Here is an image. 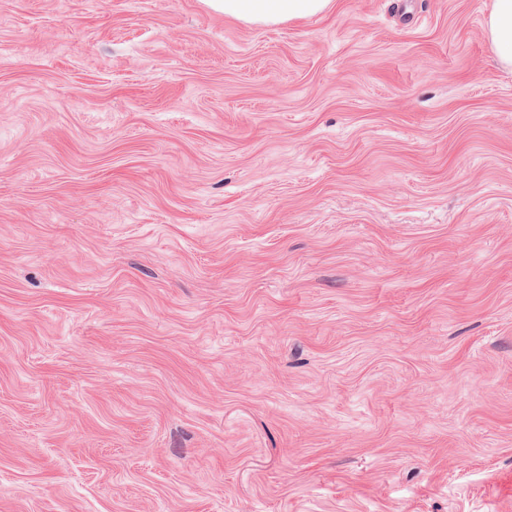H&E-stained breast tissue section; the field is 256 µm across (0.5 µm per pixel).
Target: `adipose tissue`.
<instances>
[{
	"instance_id": "ef3b65f1",
	"label": "adipose tissue",
	"mask_w": 512,
	"mask_h": 512,
	"mask_svg": "<svg viewBox=\"0 0 512 512\" xmlns=\"http://www.w3.org/2000/svg\"><path fill=\"white\" fill-rule=\"evenodd\" d=\"M209 3L227 17L273 26L325 15L332 10L335 0H209ZM485 31L497 62L512 68V0H493L485 18Z\"/></svg>"
}]
</instances>
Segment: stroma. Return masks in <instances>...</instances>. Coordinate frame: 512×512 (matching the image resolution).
<instances>
[{
    "label": "stroma",
    "mask_w": 512,
    "mask_h": 512,
    "mask_svg": "<svg viewBox=\"0 0 512 512\" xmlns=\"http://www.w3.org/2000/svg\"><path fill=\"white\" fill-rule=\"evenodd\" d=\"M491 0H0V512H512ZM224 17L259 25L282 23L323 16L333 8L335 0H208Z\"/></svg>",
    "instance_id": "obj_1"
}]
</instances>
